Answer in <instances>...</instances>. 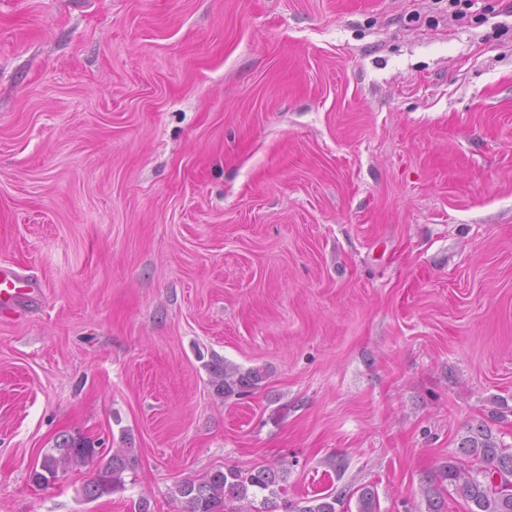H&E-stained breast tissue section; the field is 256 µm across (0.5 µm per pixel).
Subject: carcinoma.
I'll return each instance as SVG.
<instances>
[{"label":"carcinoma","mask_w":512,"mask_h":512,"mask_svg":"<svg viewBox=\"0 0 512 512\" xmlns=\"http://www.w3.org/2000/svg\"><path fill=\"white\" fill-rule=\"evenodd\" d=\"M216 391L228 399L241 396L258 386L264 375L258 368L246 371L230 364H216ZM460 452L480 463L477 470L450 460L442 465L439 478L453 486L464 499L469 512H512V494L506 495L491 483L494 473L512 471V448L501 447L491 431L479 425L470 428L460 442ZM137 462L130 448L110 453L106 449H87L84 444L64 438L30 472L37 487L48 486L67 469L96 466L95 476L85 484L90 495L98 499L124 488V473ZM288 464L262 466L242 472L235 468L214 469L199 479L186 480L175 487V496L185 504V512H275L282 501L285 512H379L375 492L363 487L355 491L356 510L345 507L351 499L332 494L290 501L287 498Z\"/></svg>","instance_id":"cac0c4a2"}]
</instances>
